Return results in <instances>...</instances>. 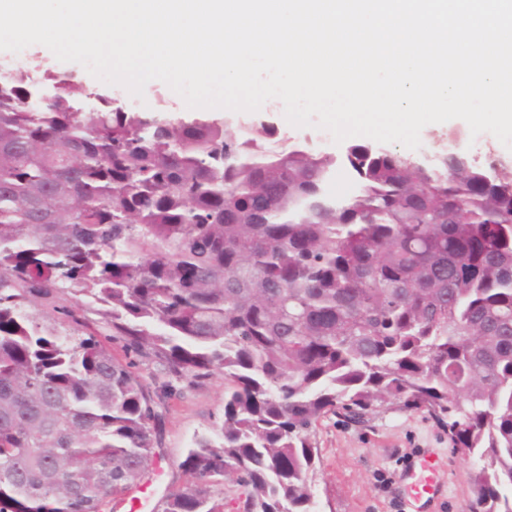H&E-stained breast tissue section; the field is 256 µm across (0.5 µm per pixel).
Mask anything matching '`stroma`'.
I'll list each match as a JSON object with an SVG mask.
<instances>
[{
  "instance_id": "obj_1",
  "label": "stroma",
  "mask_w": 512,
  "mask_h": 512,
  "mask_svg": "<svg viewBox=\"0 0 512 512\" xmlns=\"http://www.w3.org/2000/svg\"><path fill=\"white\" fill-rule=\"evenodd\" d=\"M33 63L41 69L67 72L76 76L86 93L109 94L135 112H154L167 106L186 112L183 98L165 83H157L150 94L136 98L121 86L106 84L84 66L62 62L43 45H35ZM228 131L245 123L270 125L285 132H296L317 150L336 154L342 147L334 140H321L320 129H293L281 104L267 101L255 112L223 111ZM224 409V376L215 374L205 385L186 392L165 415L162 446L147 481L127 498L121 512H157L160 500L178 481L179 464L195 436L211 432ZM320 467L315 490L321 512H397L393 483L405 460L427 448L441 456L447 465L448 499L442 512H467L471 497L474 463L452 452L448 435L419 411L380 408L353 422L341 414L321 418L315 428Z\"/></svg>"
}]
</instances>
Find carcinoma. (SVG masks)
Wrapping results in <instances>:
<instances>
[{
  "label": "carcinoma",
  "mask_w": 512,
  "mask_h": 512,
  "mask_svg": "<svg viewBox=\"0 0 512 512\" xmlns=\"http://www.w3.org/2000/svg\"><path fill=\"white\" fill-rule=\"evenodd\" d=\"M47 80L0 83V512H110L216 370L223 419L158 512H224L227 480L239 512H318L317 422L382 406L466 448L468 512H512V157L461 129L335 156Z\"/></svg>",
  "instance_id": "cac0c4a2"
}]
</instances>
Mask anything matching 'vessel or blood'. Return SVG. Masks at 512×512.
<instances>
[{"mask_svg": "<svg viewBox=\"0 0 512 512\" xmlns=\"http://www.w3.org/2000/svg\"><path fill=\"white\" fill-rule=\"evenodd\" d=\"M442 471L439 458L429 453L412 457L404 466L398 482L409 512H435L444 492Z\"/></svg>", "mask_w": 512, "mask_h": 512, "instance_id": "obj_1", "label": "vessel or blood"}]
</instances>
